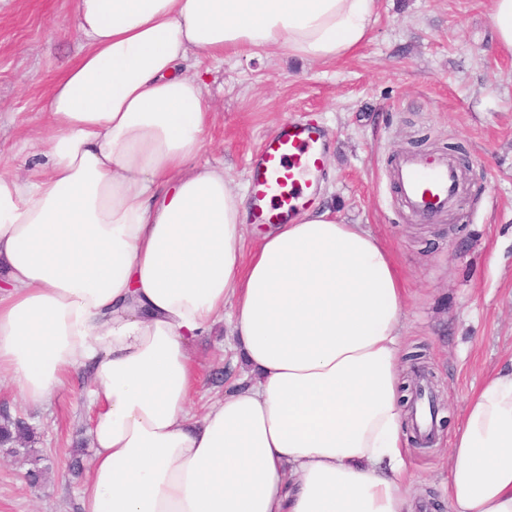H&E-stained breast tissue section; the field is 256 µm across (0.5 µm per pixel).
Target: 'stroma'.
Instances as JSON below:
<instances>
[{"instance_id": "stroma-1", "label": "stroma", "mask_w": 512, "mask_h": 512, "mask_svg": "<svg viewBox=\"0 0 512 512\" xmlns=\"http://www.w3.org/2000/svg\"><path fill=\"white\" fill-rule=\"evenodd\" d=\"M83 42L70 0H0V157L12 171L42 162L45 106ZM215 113L199 165H223L247 190L249 161L289 120L317 121L326 164L310 205L360 224L396 253L410 288L402 334L421 355L441 446L413 451L416 512H449L440 487L445 453L466 399L487 374L512 361V56L494 46L487 0H377L367 42L316 65L277 50L261 57H192ZM406 153L452 154L465 176L461 211L422 222L401 202L393 169ZM206 373L195 394L204 413L239 377L223 329L192 346ZM73 372L38 407L0 379V412L36 431L45 471L25 480V455L0 448V512H80L93 449L84 394ZM81 469L72 474L73 448Z\"/></svg>"}]
</instances>
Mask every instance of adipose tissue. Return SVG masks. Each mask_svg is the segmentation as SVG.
<instances>
[{
	"label": "adipose tissue",
	"instance_id": "1",
	"mask_svg": "<svg viewBox=\"0 0 512 512\" xmlns=\"http://www.w3.org/2000/svg\"><path fill=\"white\" fill-rule=\"evenodd\" d=\"M84 42L53 85L47 165L0 169V375L46 403L84 369L82 512H414L393 252L317 208L242 241L199 166L212 120L190 55L360 48L376 0H71ZM225 325L242 373L203 414L191 346ZM451 512H512V364L466 400Z\"/></svg>",
	"mask_w": 512,
	"mask_h": 512
}]
</instances>
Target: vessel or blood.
<instances>
[{"instance_id":"b4317fda","label":"vessel or blood","mask_w":512,"mask_h":512,"mask_svg":"<svg viewBox=\"0 0 512 512\" xmlns=\"http://www.w3.org/2000/svg\"><path fill=\"white\" fill-rule=\"evenodd\" d=\"M324 132L309 121L283 125L250 162V205L255 223L282 224L307 202L325 164ZM393 176L404 205L430 221L461 207L462 173L450 159L408 154Z\"/></svg>"}]
</instances>
